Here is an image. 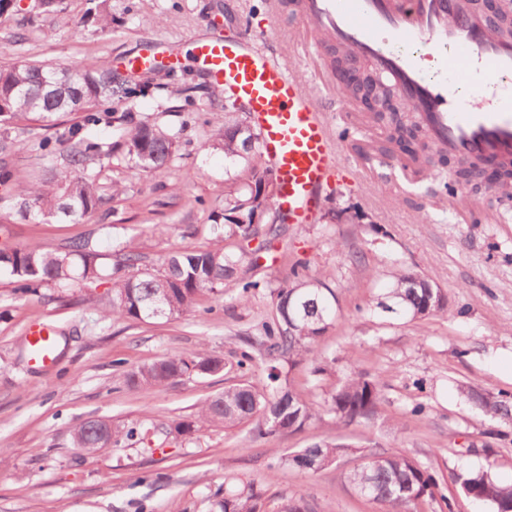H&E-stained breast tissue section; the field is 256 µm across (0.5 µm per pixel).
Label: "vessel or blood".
I'll return each instance as SVG.
<instances>
[{
	"label": "vessel or blood",
	"mask_w": 512,
	"mask_h": 512,
	"mask_svg": "<svg viewBox=\"0 0 512 512\" xmlns=\"http://www.w3.org/2000/svg\"><path fill=\"white\" fill-rule=\"evenodd\" d=\"M295 21L301 77L269 59L264 30L234 45L214 35L196 48L206 71L247 105L290 223H311L320 190L353 157L338 132L358 122L320 63L333 42L393 82L438 149L512 155V39L492 35L462 0H298ZM27 340L32 361L51 365L50 329L32 324Z\"/></svg>",
	"instance_id": "vessel-or-blood-1"
}]
</instances>
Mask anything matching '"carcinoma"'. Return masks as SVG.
<instances>
[{"instance_id":"1","label":"carcinoma","mask_w":512,"mask_h":512,"mask_svg":"<svg viewBox=\"0 0 512 512\" xmlns=\"http://www.w3.org/2000/svg\"><path fill=\"white\" fill-rule=\"evenodd\" d=\"M107 0H90L87 14L96 16L101 28L112 24ZM118 77L112 65L95 61L78 68H57L40 63H20L0 69V125L18 122H52L62 114L80 112L81 120L65 126L53 137L39 141L42 155L60 150L64 165L51 169L54 190L41 192L18 183L15 186L14 214L34 217L45 222L67 220L81 223L99 211L105 203V189L98 175L89 169L103 156L121 154L124 159L146 173L168 166L180 151L183 131H174L148 117L127 112L122 116V140L105 145L88 130L112 112V96ZM237 107L224 104V122L213 123L209 147L224 152L231 163H243L250 178L224 198V212L209 215L217 243L203 250H177L170 253L158 269L143 267L144 256L132 239L126 240L107 265L87 239L74 240L56 250L37 244L0 250V271L16 280L17 289L66 287L112 279V294L105 300H91L105 320L169 319L190 310L197 297L207 292H221L236 274L244 254L227 251L222 242L230 238L248 241L258 235L264 217L275 205V197L262 194L270 167L259 151L260 135L241 119H234ZM28 149L25 140L9 131L0 132V155L8 158ZM292 279L280 283L275 291V315L262 323L258 336L241 339L237 366L247 369L256 358L266 363V378L224 388L208 399L193 420L174 424L179 434H191L204 425L234 426L258 419L259 436L295 433L328 413L349 426L375 418L380 402L379 383L366 373H358L341 383L330 400L316 405L305 393L281 380V363L293 367L305 358L310 373L317 377L327 371V361L317 353L319 340L336 314V294L324 282L308 274V265H292ZM385 313L421 319L443 314L447 301L436 283L409 269L393 276L391 287L377 303ZM224 371V360L200 350L164 357L138 366L125 375L129 387L164 388L185 376H213ZM462 393L482 415L509 418L512 401L478 394L465 386ZM147 421L139 427L125 429L103 418L87 419L72 431V444L90 451L94 448L119 446L147 431ZM357 451L365 461L346 472L348 484L368 502L380 506L381 512H420L419 505L440 500L445 508L451 504L442 493L436 475L405 452L377 453L360 448L341 438L321 439L299 448L281 459V463L302 473L315 475L336 458ZM495 462L455 477L461 491L475 501L490 506L492 512H512V484H504L492 475ZM220 512H262L261 495L253 485H224V493H215Z\"/></svg>"}]
</instances>
